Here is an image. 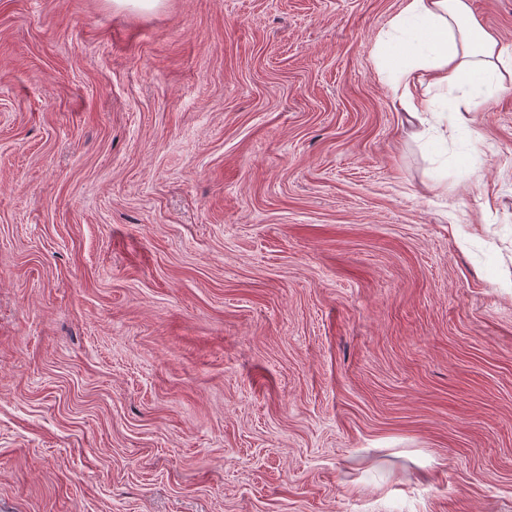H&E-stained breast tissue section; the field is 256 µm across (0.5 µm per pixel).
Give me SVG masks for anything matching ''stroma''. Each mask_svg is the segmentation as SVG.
I'll return each mask as SVG.
<instances>
[{"label": "stroma", "instance_id": "stroma-1", "mask_svg": "<svg viewBox=\"0 0 512 512\" xmlns=\"http://www.w3.org/2000/svg\"><path fill=\"white\" fill-rule=\"evenodd\" d=\"M405 3L0 0V512H512V81L408 124Z\"/></svg>", "mask_w": 512, "mask_h": 512}]
</instances>
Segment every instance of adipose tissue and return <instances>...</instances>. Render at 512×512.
I'll list each match as a JSON object with an SVG mask.
<instances>
[{
    "label": "adipose tissue",
    "mask_w": 512,
    "mask_h": 512,
    "mask_svg": "<svg viewBox=\"0 0 512 512\" xmlns=\"http://www.w3.org/2000/svg\"><path fill=\"white\" fill-rule=\"evenodd\" d=\"M392 95L418 118L421 88L449 86L481 93L512 78V53L500 46L472 14L467 0H407L380 37Z\"/></svg>",
    "instance_id": "adipose-tissue-1"
}]
</instances>
